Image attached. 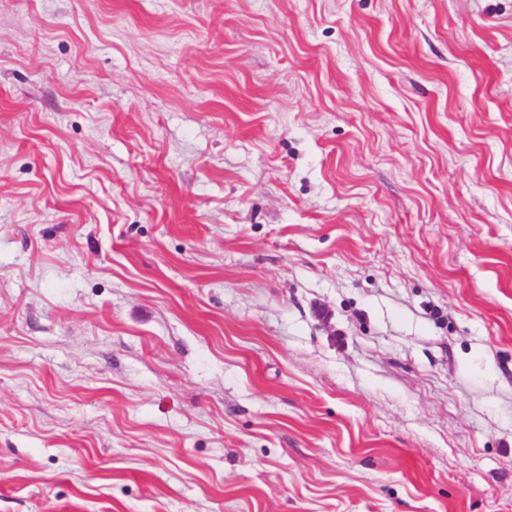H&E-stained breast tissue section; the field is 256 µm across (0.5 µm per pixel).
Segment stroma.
I'll return each instance as SVG.
<instances>
[{
    "mask_svg": "<svg viewBox=\"0 0 512 512\" xmlns=\"http://www.w3.org/2000/svg\"><path fill=\"white\" fill-rule=\"evenodd\" d=\"M0 512H512V0H0Z\"/></svg>",
    "mask_w": 512,
    "mask_h": 512,
    "instance_id": "stroma-1",
    "label": "stroma"
}]
</instances>
